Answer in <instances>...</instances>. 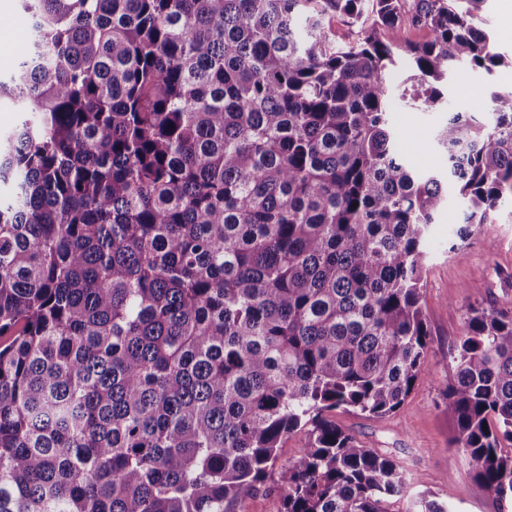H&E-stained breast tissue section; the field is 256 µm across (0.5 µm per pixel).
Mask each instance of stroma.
<instances>
[{"mask_svg": "<svg viewBox=\"0 0 512 512\" xmlns=\"http://www.w3.org/2000/svg\"><path fill=\"white\" fill-rule=\"evenodd\" d=\"M8 35L11 49L0 56V79L13 75L25 53L31 20L19 0L0 9V35ZM512 85V74L461 69L448 78V99L459 112L474 111L489 93ZM398 147L417 171L443 168L446 159L437 132L446 119L442 112L390 114ZM464 223L456 197H449L431 227L425 245L426 265L422 305L430 331L423 373L397 411L382 419L336 409L329 419L363 445L380 450L407 471L410 497L428 494L449 512H512V503H498L474 478L473 467L451 444L454 426L443 406V394L454 371L453 355L464 332L470 305L512 308V206H503L495 223L473 236L461 253L449 252L450 241ZM308 440L299 431L286 438L264 484L239 505L240 512H276L281 491L278 474Z\"/></svg>", "mask_w": 512, "mask_h": 512, "instance_id": "1", "label": "stroma"}]
</instances>
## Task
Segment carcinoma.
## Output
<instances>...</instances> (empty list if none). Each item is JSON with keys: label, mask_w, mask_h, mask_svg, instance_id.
Returning a JSON list of instances; mask_svg holds the SVG:
<instances>
[{"label": "carcinoma", "mask_w": 512, "mask_h": 512, "mask_svg": "<svg viewBox=\"0 0 512 512\" xmlns=\"http://www.w3.org/2000/svg\"><path fill=\"white\" fill-rule=\"evenodd\" d=\"M0 135V512H237L283 440L277 512H388L403 467L341 430L424 371V243L512 202V89L481 123L440 86L512 72L484 0H20ZM360 28L339 44L329 21ZM410 75L394 94L390 73ZM443 111L418 173L388 114ZM357 207H352V204ZM445 410L512 499V309L472 307ZM406 512H448L426 497Z\"/></svg>", "instance_id": "carcinoma-1"}]
</instances>
